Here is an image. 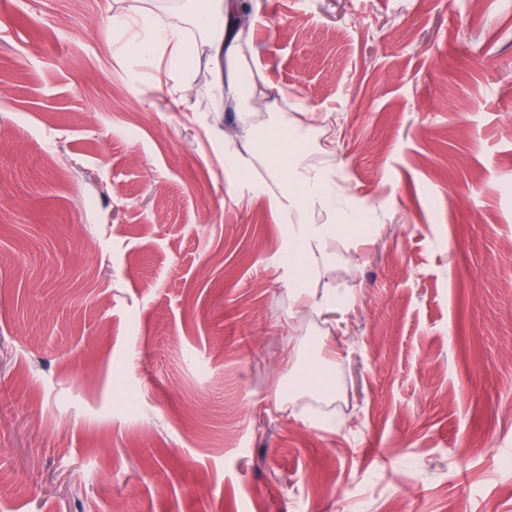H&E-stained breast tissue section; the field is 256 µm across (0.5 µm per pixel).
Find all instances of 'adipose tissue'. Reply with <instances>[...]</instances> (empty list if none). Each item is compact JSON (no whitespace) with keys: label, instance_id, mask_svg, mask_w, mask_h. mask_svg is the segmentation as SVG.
I'll return each instance as SVG.
<instances>
[{"label":"adipose tissue","instance_id":"ef3b65f1","mask_svg":"<svg viewBox=\"0 0 512 512\" xmlns=\"http://www.w3.org/2000/svg\"><path fill=\"white\" fill-rule=\"evenodd\" d=\"M188 26L162 23L150 9L139 12L142 48L166 56L175 92L188 97L200 70H208L210 91L224 107L237 112L245 134L263 132L267 142L279 141L286 131L276 119L273 104L260 91L261 68L255 63V27L248 0H206L205 7L190 10ZM306 142L297 139L290 151L267 160L273 176H286L287 184L272 205L277 213L296 214L299 222L289 237L299 240L304 259L320 252L337 225L356 223L349 208L336 202V174L305 160ZM327 213L326 222L317 214Z\"/></svg>","mask_w":512,"mask_h":512}]
</instances>
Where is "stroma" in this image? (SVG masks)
<instances>
[{"instance_id": "stroma-1", "label": "stroma", "mask_w": 512, "mask_h": 512, "mask_svg": "<svg viewBox=\"0 0 512 512\" xmlns=\"http://www.w3.org/2000/svg\"><path fill=\"white\" fill-rule=\"evenodd\" d=\"M145 3L0 0V512H512V0H254L374 217L303 304L237 113L113 27Z\"/></svg>"}]
</instances>
